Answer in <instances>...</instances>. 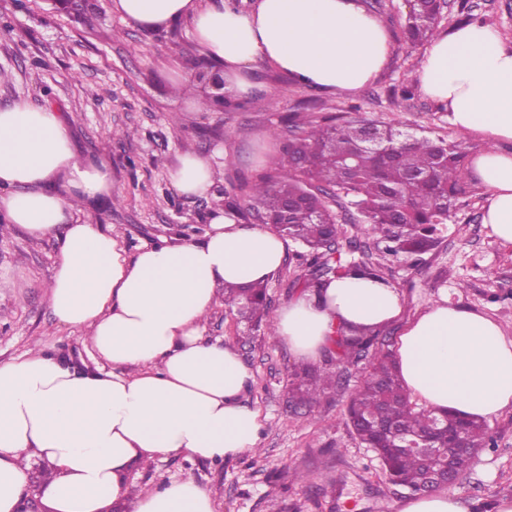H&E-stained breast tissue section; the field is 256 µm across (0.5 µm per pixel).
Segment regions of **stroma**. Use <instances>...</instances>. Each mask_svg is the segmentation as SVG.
<instances>
[{
	"mask_svg": "<svg viewBox=\"0 0 512 512\" xmlns=\"http://www.w3.org/2000/svg\"><path fill=\"white\" fill-rule=\"evenodd\" d=\"M362 2L384 21L392 42L373 83L321 91L259 61L250 67L253 88L241 108L219 109L195 78L192 61L201 52L188 22L147 31L126 23L113 0H99L100 18L85 26L51 10L47 0H0V23L13 29L12 36H0V109L25 100L61 112L72 124L78 156H107L112 195L83 203L82 211L89 221L110 225L127 255L164 239L192 238L209 228L230 182L253 183L272 173L286 143L277 133L281 119L306 102L330 113L354 106L370 120L410 131L451 132L447 113L426 95L406 101L393 93L423 52L402 37L404 0ZM464 2L512 45V0H451L439 33L456 27ZM186 152L214 163L207 195L183 196L171 184L170 173ZM487 197L483 182L468 175L467 193L438 246L414 266L384 262L403 307L401 320L389 327L392 343L444 297L497 321L512 337V245H501L484 224ZM298 250L288 242L281 268L267 283L272 310L299 291ZM55 257L54 240L0 231V362L22 356L40 339L75 364L93 365L85 331L60 326L49 309L46 285ZM206 334L230 343L253 374L243 400L265 423L257 449L225 462L170 455L137 466L127 498L190 478L210 490L216 512H402L407 492L389 483L345 421L362 368L343 374L340 387L315 409H295L288 381L302 362L285 342L263 328L247 330L221 300ZM485 424L492 446L449 488L465 512H496L501 497H512V407Z\"/></svg>",
	"mask_w": 512,
	"mask_h": 512,
	"instance_id": "1",
	"label": "stroma"
}]
</instances>
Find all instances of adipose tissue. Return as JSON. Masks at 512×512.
Instances as JSON below:
<instances>
[{"instance_id":"adipose-tissue-1","label":"adipose tissue","mask_w":512,"mask_h":512,"mask_svg":"<svg viewBox=\"0 0 512 512\" xmlns=\"http://www.w3.org/2000/svg\"><path fill=\"white\" fill-rule=\"evenodd\" d=\"M122 18L157 29L186 19L204 53L247 95L243 72L266 61L302 86L351 91L372 82L391 45L361 0H113ZM422 92L461 132L489 146L474 161L488 188L484 221L512 244V49L471 24L435 38L416 74ZM213 165L188 152L171 173L186 196L205 195ZM112 194L106 157H77L58 112L19 100L0 109V221L56 242L47 287L59 325L88 331L99 367H82L46 345L0 363V512H21L28 495L45 512H104L124 497L131 467L166 455L221 462L253 449L263 421L242 401L251 370L235 349L206 337L220 289L270 279L286 243L277 233L217 214L201 239L141 247L134 256L77 202ZM402 312L395 288L347 276L281 307L277 335L318 360L341 326L378 329ZM399 369L428 408L484 419L512 406V338L491 318L441 300L400 338ZM50 477L31 488V463ZM131 512H215L193 479L140 494Z\"/></svg>"}]
</instances>
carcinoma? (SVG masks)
<instances>
[{"mask_svg": "<svg viewBox=\"0 0 512 512\" xmlns=\"http://www.w3.org/2000/svg\"><path fill=\"white\" fill-rule=\"evenodd\" d=\"M59 11L90 23L96 5L65 0ZM442 20L435 0H414L406 14L404 41L421 45L434 36ZM283 118L288 143L274 172L249 186L231 185L228 208H244L245 217L266 218L280 235L306 248L298 255L300 288L310 290L343 276H364L390 284L371 256L342 259L343 249H359L354 239L333 243L352 224L374 239L375 249L390 262H417L439 242L460 198L466 193L468 151L462 143L428 132L403 131L349 112ZM377 142L366 138L368 128ZM245 205H240L238 196ZM224 299L238 322L265 325L274 321L267 287L262 282L224 286ZM336 367L368 361L363 378L345 409V418L360 443L378 456L388 480L410 496L419 495L427 458L402 448L400 435L427 434L431 417L444 430L433 435L446 445L459 440L466 448H485L484 424L446 412L419 407L400 378L396 355L380 340V331L348 326L339 332ZM340 374L303 367L291 374V403L317 407Z\"/></svg>", "mask_w": 512, "mask_h": 512, "instance_id": "carcinoma-1", "label": "carcinoma"}]
</instances>
